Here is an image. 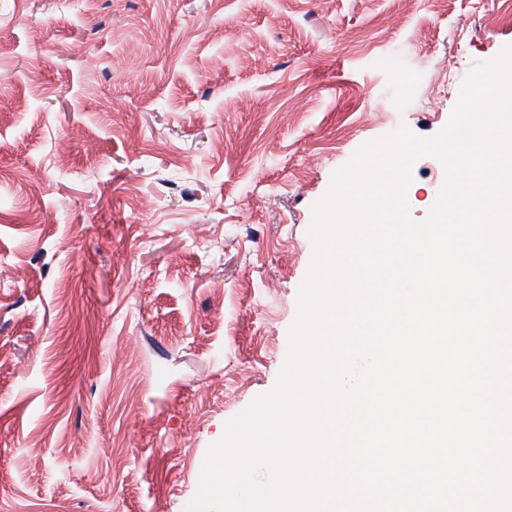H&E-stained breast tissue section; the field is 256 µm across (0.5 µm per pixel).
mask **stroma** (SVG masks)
<instances>
[{
  "label": "stroma",
  "instance_id": "1",
  "mask_svg": "<svg viewBox=\"0 0 512 512\" xmlns=\"http://www.w3.org/2000/svg\"><path fill=\"white\" fill-rule=\"evenodd\" d=\"M509 44L512 0H0V512H185L334 172ZM411 176L421 223L446 172Z\"/></svg>",
  "mask_w": 512,
  "mask_h": 512
}]
</instances>
